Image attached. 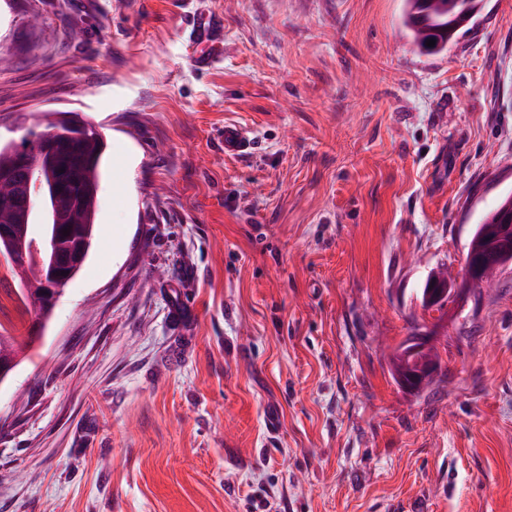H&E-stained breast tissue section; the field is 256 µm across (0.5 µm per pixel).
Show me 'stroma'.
Instances as JSON below:
<instances>
[{"label": "stroma", "mask_w": 512, "mask_h": 512, "mask_svg": "<svg viewBox=\"0 0 512 512\" xmlns=\"http://www.w3.org/2000/svg\"><path fill=\"white\" fill-rule=\"evenodd\" d=\"M402 8L0 0V139L106 143L91 253L0 383V512H512V263L448 307L439 382L390 364L512 194V0L436 55ZM34 320L0 255V328ZM252 148V141L247 131L239 124L225 123L224 125V154L235 157L246 154Z\"/></svg>", "instance_id": "1"}]
</instances>
